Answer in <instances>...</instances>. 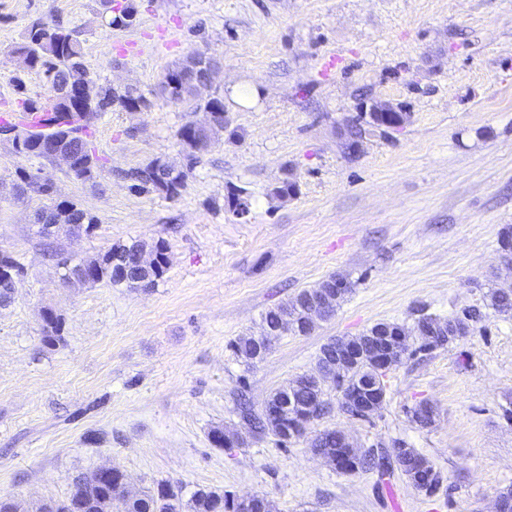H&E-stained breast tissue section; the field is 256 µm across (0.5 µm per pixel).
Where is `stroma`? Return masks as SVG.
<instances>
[{"instance_id": "obj_1", "label": "stroma", "mask_w": 512, "mask_h": 512, "mask_svg": "<svg viewBox=\"0 0 512 512\" xmlns=\"http://www.w3.org/2000/svg\"><path fill=\"white\" fill-rule=\"evenodd\" d=\"M132 2L136 20L120 27L105 0H0V113L18 109L13 76L28 95L51 94L14 52L40 16L77 32L94 86H133L150 102L95 122L102 167L91 181L0 139V249L24 268L0 306V495L40 512L77 476L112 466L133 492L167 482L186 500L263 494L273 512H493L512 486V314L486 301L512 277L498 243L512 225V0ZM195 49L219 67L199 96L172 100L162 75ZM212 97L224 100V131L192 164L177 133L205 122ZM383 103L407 112L398 130L368 125ZM157 157L187 171L178 200L123 177ZM22 166L42 169L51 195L15 198ZM286 181L295 193L273 197ZM237 197L246 215L230 208ZM64 200L96 227L38 236L34 211ZM160 240L169 266L154 287L61 280L57 254L90 260ZM333 275L351 290L329 320L279 337L255 367L233 353L266 310ZM470 306L482 321L391 368L369 420L344 414L330 384L331 410L313 424L363 451L415 448L443 477L435 495L399 474L338 473L304 438L211 443L213 429L239 428V387L262 407L315 372L331 338ZM46 311L63 323L53 346ZM421 402L435 411L426 428L410 418Z\"/></svg>"}]
</instances>
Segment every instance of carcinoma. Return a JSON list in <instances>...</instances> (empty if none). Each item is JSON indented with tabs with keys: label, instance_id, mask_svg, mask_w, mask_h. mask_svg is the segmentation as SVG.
I'll use <instances>...</instances> for the list:
<instances>
[{
	"label": "carcinoma",
	"instance_id": "carcinoma-1",
	"mask_svg": "<svg viewBox=\"0 0 512 512\" xmlns=\"http://www.w3.org/2000/svg\"><path fill=\"white\" fill-rule=\"evenodd\" d=\"M15 52L26 56L28 69L43 74L49 79L51 88L54 89L56 85L61 84L68 86L73 92L68 102L56 94L51 96L49 102L52 106L50 107L38 97L29 96L21 100L22 111L48 112L50 117L43 126L32 129V136L25 142L24 149L20 151V157L43 159L45 155L41 151V141L58 140L61 148L71 154L70 173L78 180L93 179L95 169L99 167V159L92 146L91 125L82 122L81 114L95 112L101 115L114 107L128 111L143 110L149 107V100L140 92L132 94L126 90L118 91L110 85L100 86L90 100L80 97L78 95L80 88L92 83L84 63V48L75 31L59 22H49L42 18L32 20L26 29L23 42L15 48ZM206 58L205 53L193 51L181 63L164 73L162 84L171 86L169 95L172 99L181 100L199 89L197 84L182 82L181 77L185 72L195 69L197 64ZM159 171L160 159L157 158L144 166L127 171L124 177L131 182V188L138 193L157 192L170 200L177 199L186 174L180 172L165 180ZM37 181L45 185L46 192L52 191V183L49 179L24 167L19 168L15 184L17 195L24 196L26 187ZM53 207L55 217L68 224H85L89 232L98 224V218L95 215L80 208L74 202L62 201L53 204ZM117 249L131 258L136 251V244H116L98 256L99 266L94 273L90 274L89 283L121 284V275L112 266V255ZM323 293L324 288L320 285L304 289L289 301L267 310L262 316V321L276 327L286 315L288 316L286 332L293 335H308L313 331V325L303 320L302 308ZM489 301L495 311L512 313V284H500L491 289ZM482 318L481 310L472 307L448 319L423 314L418 318L413 329L395 322L379 321L358 336L334 338L323 344L318 360L334 358L338 346L363 347L370 351L376 347L375 336L381 330H399L411 336L416 328L430 327L435 324L440 329L441 337L429 345L419 347L421 351H431L453 343L456 341V330L460 328L470 330ZM43 322V341L52 345L61 336V319L47 312L43 316ZM258 343L259 339L254 336H241L232 344V349L236 356L244 359L246 364L253 365L262 361V358L257 356ZM374 374L372 357L367 356L359 367L337 381L336 388L343 394L353 391L362 386L365 380L373 378ZM322 395L324 391L315 388L312 383L305 380L303 375L269 395L268 400L271 402L287 396L291 397L297 416L289 420L286 432L281 430V420L271 418L263 411H256L253 404L244 397L237 403V415L241 425L246 427L253 436L262 438L271 434L281 445L286 446L288 440L307 435L310 425L328 412L330 401L322 398ZM433 418L434 410L428 403L421 402L413 408L412 420L416 424L422 427L427 426ZM310 447L314 454L324 459L339 473H346L347 466L350 465L355 472L376 471L385 476L393 473L392 460L397 459L400 462L402 475L416 490L430 496L437 493L442 485L441 474L434 465L416 449L404 443L398 444L389 451L368 449L360 458L350 463L343 460L346 437L340 430L327 429L316 434L310 439ZM76 497L85 502L87 512H106L111 499L122 501L124 512H183L182 498L171 484L163 483L153 491L130 496L127 494L125 475L117 468L112 469L105 478L97 472L77 477L71 495L46 506L47 512H70V504ZM189 509L190 512H272L273 506L266 496L260 494L238 497L226 492L199 490L192 495Z\"/></svg>",
	"mask_w": 512,
	"mask_h": 512
}]
</instances>
